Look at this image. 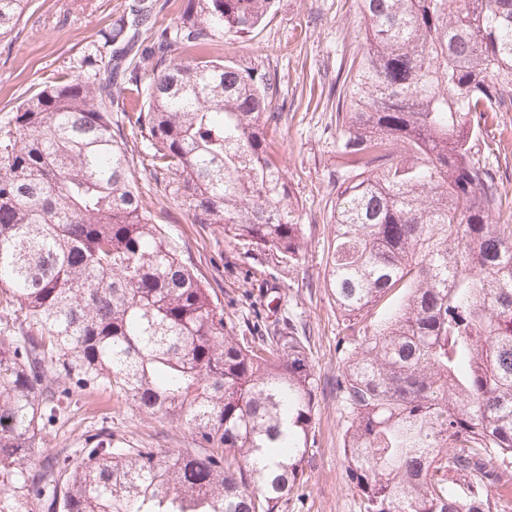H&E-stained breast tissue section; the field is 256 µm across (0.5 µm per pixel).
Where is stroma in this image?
Masks as SVG:
<instances>
[{
    "label": "stroma",
    "instance_id": "stroma-1",
    "mask_svg": "<svg viewBox=\"0 0 512 512\" xmlns=\"http://www.w3.org/2000/svg\"><path fill=\"white\" fill-rule=\"evenodd\" d=\"M127 0H32L15 27L0 36V118L63 70L79 73L99 30L122 13ZM361 42L357 0H274L272 15L249 36L225 41L215 54L247 61L280 76L277 99L284 110L275 156L305 227L299 264H263L260 256L224 240L207 224L190 223L184 209L163 198L142 169H135L145 206L178 237L185 257L203 283L216 292L236 335H249L256 313L277 303L283 315L306 328L308 364L320 381L315 448L306 479L288 497L284 512H363L343 456L346 415L335 381L344 362L336 306L326 288L336 179L338 69L348 67ZM476 161L495 179L504 202L502 223L512 224V112L483 127ZM111 429L131 446L186 449L187 429L159 422L107 390L72 397L36 453L34 465L60 449L80 447L85 433Z\"/></svg>",
    "mask_w": 512,
    "mask_h": 512
}]
</instances>
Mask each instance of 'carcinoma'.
Returning a JSON list of instances; mask_svg holds the SVG:
<instances>
[{"label": "carcinoma", "instance_id": "1", "mask_svg": "<svg viewBox=\"0 0 512 512\" xmlns=\"http://www.w3.org/2000/svg\"><path fill=\"white\" fill-rule=\"evenodd\" d=\"M272 2L184 0L158 26L166 3L134 0L84 75L0 119V512H283L304 481L319 406L306 337L276 309L236 336L132 175L141 164L191 223L299 262L304 227L270 153L278 73L209 52ZM28 4L0 0L1 35ZM360 14L324 273L346 471L363 512H505L512 224L494 221L475 148L512 110V0H361ZM101 388L198 447H127L103 429L31 467L64 400Z\"/></svg>", "mask_w": 512, "mask_h": 512}]
</instances>
